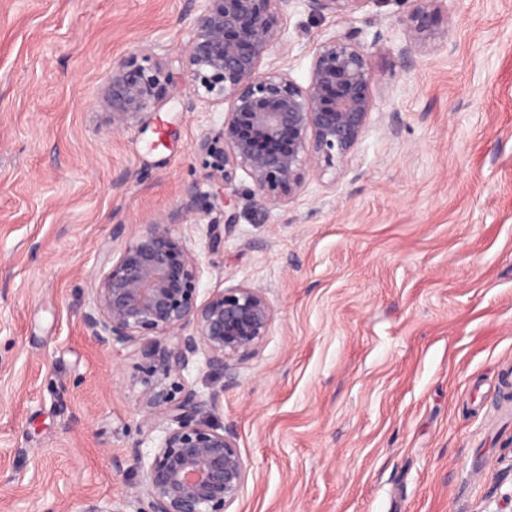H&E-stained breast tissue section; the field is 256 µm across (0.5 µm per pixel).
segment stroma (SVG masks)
<instances>
[{"label": "stroma", "instance_id": "obj_1", "mask_svg": "<svg viewBox=\"0 0 512 512\" xmlns=\"http://www.w3.org/2000/svg\"><path fill=\"white\" fill-rule=\"evenodd\" d=\"M406 0L284 16L268 70L307 85L317 44L353 30L376 76L347 164L275 205L238 171L236 224L194 154L225 106L182 83L113 130V62L179 68L188 0H0V512H140L162 435L139 361L81 323L107 255L147 225L186 237L198 298L241 283L275 309L224 384L183 372L249 467L230 512H512V0H444L403 65Z\"/></svg>", "mask_w": 512, "mask_h": 512}]
</instances>
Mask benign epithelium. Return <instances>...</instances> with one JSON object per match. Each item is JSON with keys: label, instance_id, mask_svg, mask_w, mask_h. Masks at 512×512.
I'll list each match as a JSON object with an SVG mask.
<instances>
[{"label": "benign epithelium", "instance_id": "7a95c632", "mask_svg": "<svg viewBox=\"0 0 512 512\" xmlns=\"http://www.w3.org/2000/svg\"><path fill=\"white\" fill-rule=\"evenodd\" d=\"M290 2L191 0L196 15L182 75L203 101L228 104L224 122L195 148L212 187L209 206L222 207L227 225L237 218L236 199L225 192L237 170L248 172L255 195L287 203L311 170L348 162L370 121L375 75L354 31L317 45L305 87L281 66L261 70L282 39ZM371 2L307 0V7L323 17ZM405 2L407 40L399 55L408 62L433 35L443 0ZM175 84L174 72L145 52L114 62L106 93L112 128L151 111ZM109 263L83 328L98 344L129 349L141 360L146 419L166 423L139 480L142 512H229L248 466L236 433L205 418L219 408L224 387L203 399L181 372L201 353L207 367L234 378L236 363L253 356L267 336L274 308L264 289L244 283L198 301V258L169 224L148 225Z\"/></svg>", "mask_w": 512, "mask_h": 512}]
</instances>
